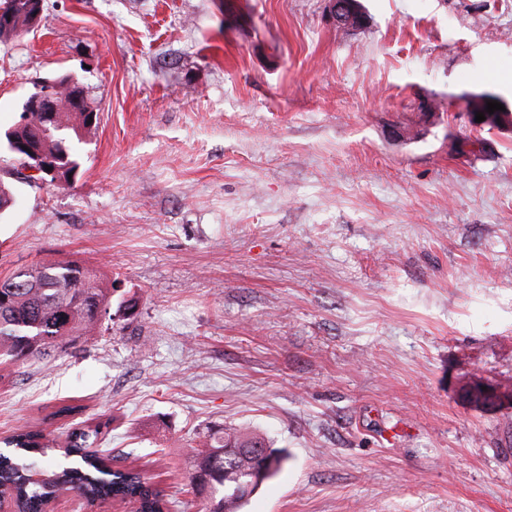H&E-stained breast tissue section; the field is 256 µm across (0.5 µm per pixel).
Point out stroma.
Here are the masks:
<instances>
[{
  "label": "stroma",
  "mask_w": 512,
  "mask_h": 512,
  "mask_svg": "<svg viewBox=\"0 0 512 512\" xmlns=\"http://www.w3.org/2000/svg\"><path fill=\"white\" fill-rule=\"evenodd\" d=\"M43 0L0 42V131L35 83L89 89L98 125L67 185L0 152V278L71 259L136 314L76 347L0 365V438L101 441L202 512L199 431L245 427L288 457L241 512H512V0ZM429 115H422L421 104ZM327 16L336 27L348 31H358L363 28L364 15L358 9L357 0H328ZM470 104L468 105L467 115L471 124L474 126H483L489 123H494L498 130H505L512 132V110L509 107H505L506 111L495 110L493 114H489L485 109H482L481 104L487 100V98L470 97ZM476 112H483L485 115V121L476 122ZM511 112V114H510ZM500 119V122H497ZM482 387H486V390H482ZM475 388L481 392V400L475 401L473 396H467L466 390L474 391ZM463 399L472 402L471 404L480 410L486 411H506L512 409V391H505L500 389L498 386L486 382L484 380H472L470 381L461 392Z\"/></svg>",
  "instance_id": "1"
}]
</instances>
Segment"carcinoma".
Returning a JSON list of instances; mask_svg holds the SVG:
<instances>
[{"label":"carcinoma","mask_w":512,"mask_h":512,"mask_svg":"<svg viewBox=\"0 0 512 512\" xmlns=\"http://www.w3.org/2000/svg\"><path fill=\"white\" fill-rule=\"evenodd\" d=\"M0 10L13 18L10 28H0V41L24 35L30 14L28 0H6ZM57 79L59 112L53 125L47 126L40 114L32 112L0 136V149L20 167L37 162L55 164L68 182L80 168L77 146L86 142L97 123L88 121V113L70 109V97L80 88L79 79L70 74ZM27 146L35 149L37 156L30 155ZM118 284L116 279L103 280L94 268L76 260L44 261L0 280V361L24 362L52 348L75 344L97 323V308L104 314L110 312ZM101 428L99 424L71 432L63 451L68 459L65 470L56 466L42 431L14 434L6 441L12 450L0 452V484L13 487L28 512H41L45 500L60 484L92 501H129L136 503L138 512H168L173 501L163 500L139 474L102 466L96 450ZM227 441L235 448H260L264 454L239 457L224 451ZM33 458L39 460L46 475L41 484L29 483L25 477ZM281 461L279 452L258 434L211 428L199 441L189 483L198 494H208L205 512H237L243 503L235 494L237 482L248 478L256 489L275 474Z\"/></svg>","instance_id":"cac0c4a2"}]
</instances>
